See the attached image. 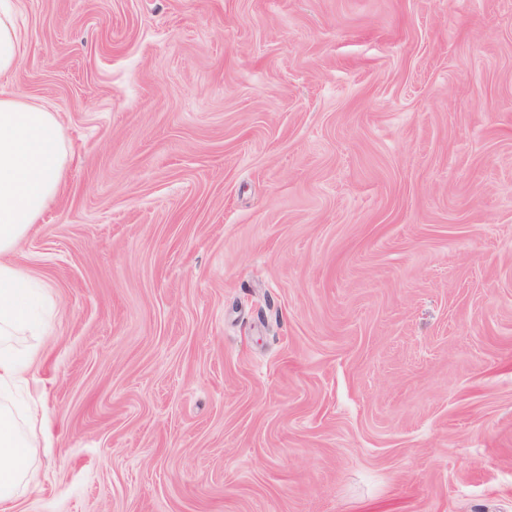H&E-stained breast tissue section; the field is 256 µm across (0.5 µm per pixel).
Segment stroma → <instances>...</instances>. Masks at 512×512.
<instances>
[{
    "instance_id": "obj_1",
    "label": "stroma",
    "mask_w": 512,
    "mask_h": 512,
    "mask_svg": "<svg viewBox=\"0 0 512 512\" xmlns=\"http://www.w3.org/2000/svg\"><path fill=\"white\" fill-rule=\"evenodd\" d=\"M13 4V512H512V0ZM66 165L62 126L44 104L0 89V506L12 509L38 479L31 440L19 422L14 393L28 382L29 364L8 337L38 332L35 285L3 260L59 197Z\"/></svg>"
}]
</instances>
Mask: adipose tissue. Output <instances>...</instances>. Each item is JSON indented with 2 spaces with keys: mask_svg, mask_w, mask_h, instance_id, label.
<instances>
[{
  "mask_svg": "<svg viewBox=\"0 0 512 512\" xmlns=\"http://www.w3.org/2000/svg\"><path fill=\"white\" fill-rule=\"evenodd\" d=\"M21 51L12 0H0V77L16 68ZM65 165L57 113L0 90V507L5 512L38 479L32 443L14 399L16 389L28 382L29 365L9 338L25 327L41 329L32 279L8 257L58 198Z\"/></svg>",
  "mask_w": 512,
  "mask_h": 512,
  "instance_id": "1",
  "label": "adipose tissue"
}]
</instances>
